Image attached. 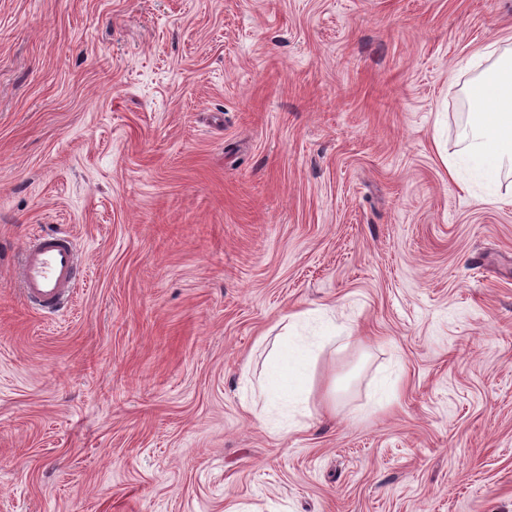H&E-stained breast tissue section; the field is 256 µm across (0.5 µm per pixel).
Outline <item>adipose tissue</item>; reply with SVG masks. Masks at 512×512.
Instances as JSON below:
<instances>
[{
  "label": "adipose tissue",
  "mask_w": 512,
  "mask_h": 512,
  "mask_svg": "<svg viewBox=\"0 0 512 512\" xmlns=\"http://www.w3.org/2000/svg\"><path fill=\"white\" fill-rule=\"evenodd\" d=\"M470 67L476 75L467 89L468 122L459 131L458 150L443 155L442 162L461 192L511 207L512 189H504L503 183L512 178V52L489 45L471 58ZM318 316V311L305 309L282 317L283 331L274 339L264 371L251 384L277 409L281 427L288 430L309 410L317 352L337 340L332 323L322 324L317 335H303V328Z\"/></svg>",
  "instance_id": "ef3b65f1"
}]
</instances>
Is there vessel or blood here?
<instances>
[{
	"mask_svg": "<svg viewBox=\"0 0 512 512\" xmlns=\"http://www.w3.org/2000/svg\"><path fill=\"white\" fill-rule=\"evenodd\" d=\"M80 275L74 239L61 230L34 234L24 247L17 268L24 301L44 314L59 310Z\"/></svg>",
	"mask_w": 512,
	"mask_h": 512,
	"instance_id": "obj_1",
	"label": "vessel or blood"
}]
</instances>
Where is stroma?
<instances>
[{
  "mask_svg": "<svg viewBox=\"0 0 512 512\" xmlns=\"http://www.w3.org/2000/svg\"><path fill=\"white\" fill-rule=\"evenodd\" d=\"M491 43L512 0H0V512H512V208L435 148ZM315 308L278 432L243 369ZM81 272L74 238L57 230L36 233L29 239L17 277L24 301L39 313L53 314L72 294Z\"/></svg>",
  "mask_w": 512,
  "mask_h": 512,
  "instance_id": "stroma-1",
  "label": "stroma"
}]
</instances>
